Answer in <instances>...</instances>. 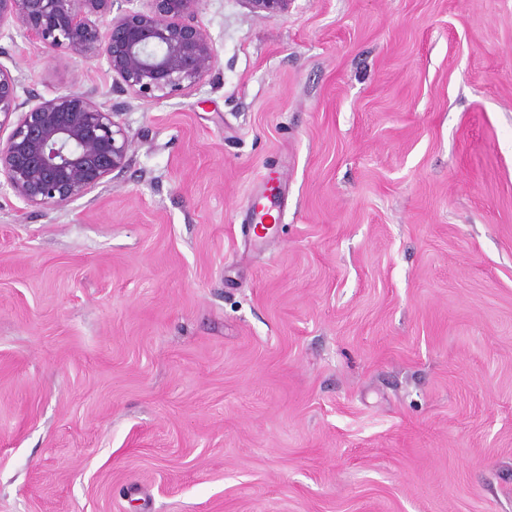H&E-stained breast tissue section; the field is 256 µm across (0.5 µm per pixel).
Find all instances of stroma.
<instances>
[{
  "label": "stroma",
  "mask_w": 512,
  "mask_h": 512,
  "mask_svg": "<svg viewBox=\"0 0 512 512\" xmlns=\"http://www.w3.org/2000/svg\"><path fill=\"white\" fill-rule=\"evenodd\" d=\"M218 64L95 90L123 176L0 190V512H512V0H201ZM293 0H242L252 12L275 18L288 12Z\"/></svg>",
  "instance_id": "35a3bbf8"
}]
</instances>
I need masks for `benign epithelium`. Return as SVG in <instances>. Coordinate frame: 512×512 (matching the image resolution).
<instances>
[{"instance_id": "benign-epithelium-1", "label": "benign epithelium", "mask_w": 512, "mask_h": 512, "mask_svg": "<svg viewBox=\"0 0 512 512\" xmlns=\"http://www.w3.org/2000/svg\"><path fill=\"white\" fill-rule=\"evenodd\" d=\"M199 2L0 0V33L16 30L51 53L103 60L120 92L156 101L198 87L217 64L213 41L195 21ZM242 2L275 18L292 0ZM119 115L92 90L37 97L0 62V131L11 128L0 140V178L39 210L89 195L128 166L132 138Z\"/></svg>"}]
</instances>
